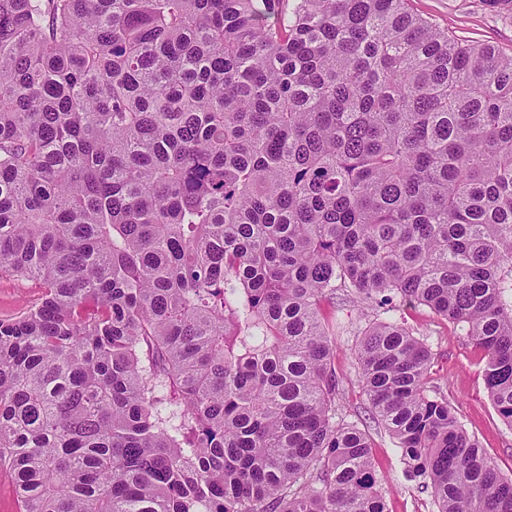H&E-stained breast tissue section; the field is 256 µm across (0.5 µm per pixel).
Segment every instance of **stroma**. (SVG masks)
Here are the masks:
<instances>
[{
    "mask_svg": "<svg viewBox=\"0 0 512 512\" xmlns=\"http://www.w3.org/2000/svg\"><path fill=\"white\" fill-rule=\"evenodd\" d=\"M412 12L431 19L459 38L490 44L512 53V5L506 0H410ZM41 298L37 281L0 275V319L35 306ZM324 312L335 318L334 365L344 380L340 411L346 421L364 426L371 440L372 464L388 512H436L430 495L410 478L400 451L383 426L373 419L355 372V349L372 323L358 304L347 300L326 302ZM397 317L431 350V384L458 409L466 430L486 448L500 470L512 474V427L503 423L485 388V361L480 350L448 321L422 306L400 307Z\"/></svg>",
    "mask_w": 512,
    "mask_h": 512,
    "instance_id": "stroma-1",
    "label": "stroma"
}]
</instances>
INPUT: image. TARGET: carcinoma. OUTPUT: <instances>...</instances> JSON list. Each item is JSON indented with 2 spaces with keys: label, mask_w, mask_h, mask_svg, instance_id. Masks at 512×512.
<instances>
[{
  "label": "carcinoma",
  "mask_w": 512,
  "mask_h": 512,
  "mask_svg": "<svg viewBox=\"0 0 512 512\" xmlns=\"http://www.w3.org/2000/svg\"><path fill=\"white\" fill-rule=\"evenodd\" d=\"M0 471L18 512H387L338 416L336 289L437 512L504 475L388 313L485 354L512 427V54L408 0H0ZM37 281L18 279L6 273L0 275V319L11 318L32 306L41 298Z\"/></svg>",
  "instance_id": "1"
}]
</instances>
